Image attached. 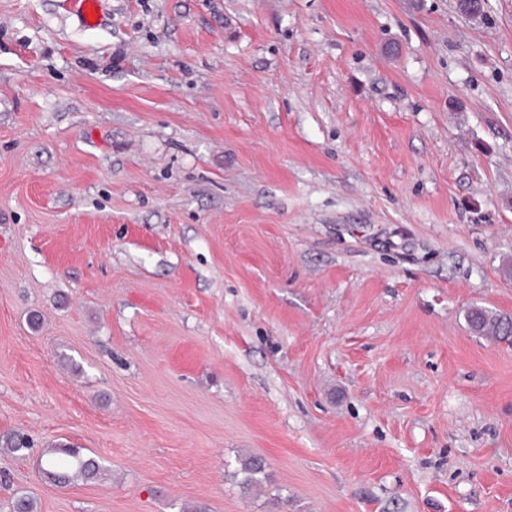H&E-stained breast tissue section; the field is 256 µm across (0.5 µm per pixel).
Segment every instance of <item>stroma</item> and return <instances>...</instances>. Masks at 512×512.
I'll return each instance as SVG.
<instances>
[{
  "mask_svg": "<svg viewBox=\"0 0 512 512\" xmlns=\"http://www.w3.org/2000/svg\"><path fill=\"white\" fill-rule=\"evenodd\" d=\"M509 260L512 0H0V512H512ZM469 328L476 334L498 343L512 345V316L473 307L467 312ZM57 452H52L47 455L44 462L40 467V474L49 482L57 484H66L70 482V477L66 471L63 470V462L57 456ZM239 468L236 475H241L239 486L244 494H251L262 489L269 480L265 461L255 455H246L238 459Z\"/></svg>",
  "mask_w": 512,
  "mask_h": 512,
  "instance_id": "1",
  "label": "stroma"
}]
</instances>
